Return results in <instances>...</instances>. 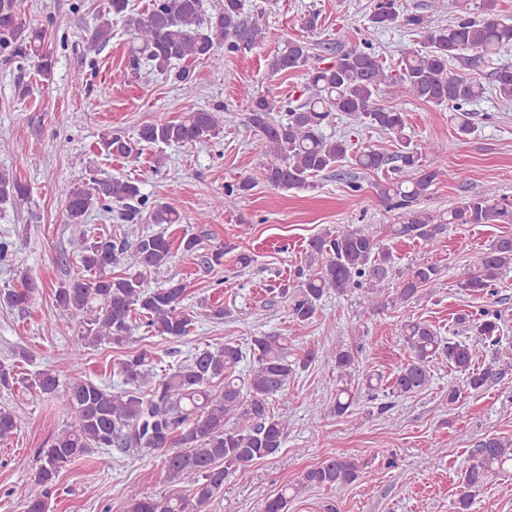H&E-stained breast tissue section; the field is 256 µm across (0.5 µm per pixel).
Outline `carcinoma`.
Listing matches in <instances>:
<instances>
[{
  "label": "carcinoma",
  "instance_id": "carcinoma-1",
  "mask_svg": "<svg viewBox=\"0 0 512 512\" xmlns=\"http://www.w3.org/2000/svg\"><path fill=\"white\" fill-rule=\"evenodd\" d=\"M497 0H481L486 17L476 21L466 17L442 25L434 16L414 14L406 24L423 37L422 46L406 48L400 54L397 73L380 61L372 43H363L336 54L325 67H309L312 54L308 43L289 40L268 61L273 75L306 71L305 99L295 106L267 96L254 97L249 105V124L259 136L264 154L275 162L266 169V181L280 190L311 187V178L348 163L356 168L378 171L387 165L397 176L380 185L379 197L386 209L405 215L392 225V234L418 239L428 245L438 242L451 224H497L509 213L490 194L476 195L446 214H436L422 206L430 188L444 174V162L432 155L428 168H419L422 151L405 133L403 113L376 105L381 91L395 98L413 96L452 112L450 121L459 133L469 135L474 126L468 107L494 89L505 104L512 103V66L491 73V86L469 76L467 70L480 59H492L512 47V24L494 17ZM244 0H222L219 9L204 10L203 0H151L144 12L136 11L130 0H108L105 13L85 36L89 52H98L112 39V18L119 17L130 32L127 69L134 74L147 62L158 73L167 72L188 58L207 60L215 69L224 64V55L261 44L266 35L264 11L244 16ZM399 14L388 0L378 3L370 17L374 28H389ZM8 52L33 67L35 73L51 80L55 59L46 42V30L22 14L19 0H0V52ZM477 52L472 58L467 52ZM288 113L286 120L274 116ZM341 112L361 127L390 135L398 151L386 155L370 148L352 151L350 140L326 136L324 126ZM213 113L185 112L175 120L141 128L137 139L107 135L102 150L109 156L136 160L148 145H183L204 142L216 135ZM252 190L248 179L227 187L219 208L228 199ZM28 185L14 173L0 170V208L27 201ZM137 200L148 207V220L161 226L153 234L126 237L119 244L108 238L88 235L83 230L70 240L77 265L69 278L55 289L56 310L61 316L77 319L79 332L72 342V363H82L86 350L102 343L121 346L132 335L134 318L141 316L153 336L178 340L194 326L196 314L181 306L184 285L167 276L173 240L168 228L182 223L181 215L163 203L148 205L139 183L128 178H99L95 175L74 184L67 193L68 223L81 224L85 216L99 210L110 214L115 206ZM124 265L128 273L107 272L112 265ZM512 269V237L494 240L477 266L468 269L458 284L466 293L496 296L504 272ZM148 272L158 287L147 289L141 276ZM298 292L289 296V315L298 327L315 316L328 293L361 292L364 308L373 312L389 306H404L426 288L440 285L442 269L434 263L400 267L377 236L358 229L328 231L309 242L306 266L297 272ZM396 282L392 296L382 297L386 286ZM39 285L27 274L20 287L0 292V305L26 309ZM502 315L482 308L459 314L455 322L476 336L472 343L454 341L440 335L430 323L405 320L399 327L400 341L408 359L396 370L387 386L382 376L365 375L366 389L382 388L394 398L411 397L431 382V366L437 359L448 361L459 381L448 383L446 403L455 404L461 387L478 391L495 372L488 365L479 370L474 361L481 350L501 341ZM252 363L248 374L238 372L244 360L242 348L226 342L214 349L199 350L172 372L159 375L152 394L141 393L153 370L154 356L141 350L120 363L129 390L112 392L85 375H74L60 384L50 370L32 374L13 365L0 364V390L16 385L38 396L59 398L67 409L69 422L50 444L38 450V469L30 485L10 491L24 512H47L48 498L61 471L95 448L126 452L140 448L163 457L168 482L184 484L192 492L188 498L176 495H146L137 488L128 491L126 512H201L212 496L234 476H241L255 461L276 456L283 447L288 423L274 415L270 401L287 395L288 383L298 370L323 361L336 370V396L330 412L343 416L353 403L349 385L359 366V350L333 342L309 349L295 357L288 337L262 334L251 339ZM219 379L223 387L213 389ZM17 430V420L8 407H0V440ZM512 464V439L488 436L475 449L471 463L460 477L456 512H469L476 496L502 470ZM366 463L349 457H329L301 472L297 480L267 497L260 512H288V504L310 489H334L357 481Z\"/></svg>",
  "mask_w": 512,
  "mask_h": 512
}]
</instances>
